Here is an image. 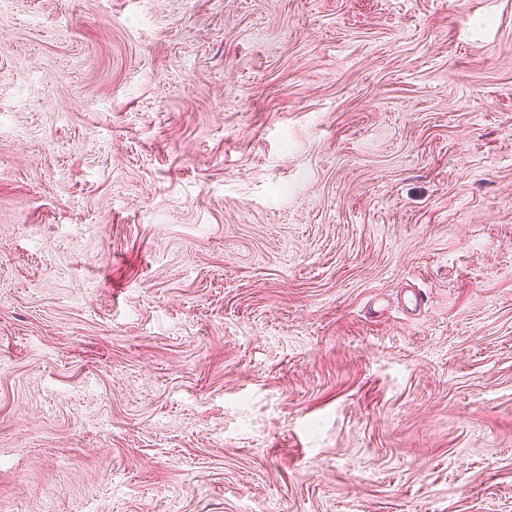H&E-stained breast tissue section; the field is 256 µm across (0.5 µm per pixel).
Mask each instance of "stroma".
Returning a JSON list of instances; mask_svg holds the SVG:
<instances>
[{
	"label": "stroma",
	"mask_w": 512,
	"mask_h": 512,
	"mask_svg": "<svg viewBox=\"0 0 512 512\" xmlns=\"http://www.w3.org/2000/svg\"><path fill=\"white\" fill-rule=\"evenodd\" d=\"M0 512H512V0H0Z\"/></svg>",
	"instance_id": "stroma-1"
}]
</instances>
